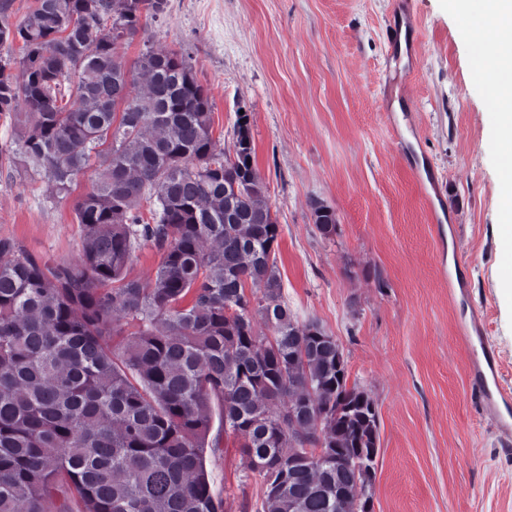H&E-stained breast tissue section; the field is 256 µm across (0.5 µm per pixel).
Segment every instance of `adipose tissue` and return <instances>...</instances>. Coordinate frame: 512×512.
Listing matches in <instances>:
<instances>
[{
  "label": "adipose tissue",
  "mask_w": 512,
  "mask_h": 512,
  "mask_svg": "<svg viewBox=\"0 0 512 512\" xmlns=\"http://www.w3.org/2000/svg\"><path fill=\"white\" fill-rule=\"evenodd\" d=\"M483 12L486 25L472 40L497 98L498 124L512 131V0H483Z\"/></svg>",
  "instance_id": "adipose-tissue-1"
}]
</instances>
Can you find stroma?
<instances>
[{
  "label": "stroma",
  "instance_id": "stroma-1",
  "mask_svg": "<svg viewBox=\"0 0 512 512\" xmlns=\"http://www.w3.org/2000/svg\"><path fill=\"white\" fill-rule=\"evenodd\" d=\"M394 0H168L124 46L184 55L209 95L213 134L232 143L248 112L255 167L280 228L282 295L298 320L336 336L351 379L376 400L380 456L373 512H512V433L476 406L461 326L480 318L512 387V222L503 204L498 102L475 58L468 16L449 0H416L419 38L404 77L414 111L383 109V30ZM419 144L402 151L390 122ZM438 177L433 223L416 173ZM97 175L82 172L67 199L26 172L0 166V238L32 255L76 260L74 204ZM324 200L338 231L322 237L308 205ZM462 257L465 274L442 277ZM227 512H259L264 485L234 454L205 452Z\"/></svg>",
  "mask_w": 512,
  "mask_h": 512
}]
</instances>
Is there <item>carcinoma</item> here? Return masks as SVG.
Masks as SVG:
<instances>
[{"label": "carcinoma", "instance_id": "cac0c4a2", "mask_svg": "<svg viewBox=\"0 0 512 512\" xmlns=\"http://www.w3.org/2000/svg\"><path fill=\"white\" fill-rule=\"evenodd\" d=\"M167 5L34 0L17 20L0 0V113L25 109L0 162L22 155L58 199L98 164L75 205L79 260L0 238V512H224L208 447L263 478L259 512H372L376 404L336 338L282 297L249 114L219 147L174 50L145 48L149 88L130 93L118 47ZM308 204L335 235V211ZM142 245L160 255L147 282L127 272Z\"/></svg>", "mask_w": 512, "mask_h": 512}]
</instances>
